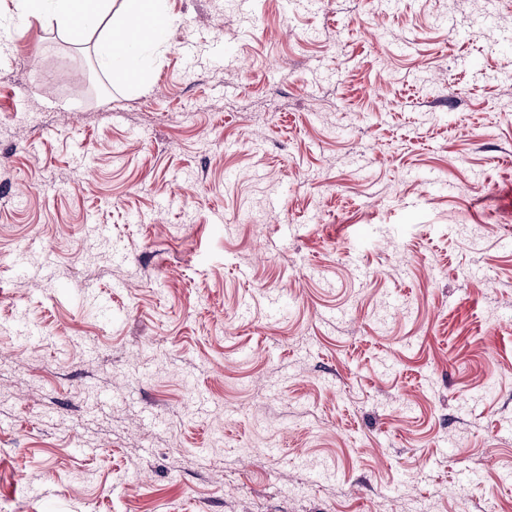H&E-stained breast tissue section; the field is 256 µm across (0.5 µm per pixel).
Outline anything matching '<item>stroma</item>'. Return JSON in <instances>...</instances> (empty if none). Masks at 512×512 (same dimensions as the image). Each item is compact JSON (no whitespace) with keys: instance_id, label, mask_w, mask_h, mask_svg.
I'll list each match as a JSON object with an SVG mask.
<instances>
[{"instance_id":"stroma-1","label":"stroma","mask_w":512,"mask_h":512,"mask_svg":"<svg viewBox=\"0 0 512 512\" xmlns=\"http://www.w3.org/2000/svg\"><path fill=\"white\" fill-rule=\"evenodd\" d=\"M0 49V512H512V0H167ZM166 2V0H124L126 4L124 17L112 21V0H17L16 18L25 24L30 19H43L50 16L59 28L71 30L77 20V26H80L82 21L84 26H90L102 22L110 15L109 32L98 45V58L103 65L111 67L117 60H121L125 65L123 72L132 75L145 66L142 47L145 44L164 40L167 36L166 27L154 30L150 38L139 42L135 46L136 55L129 52L120 54L117 51L121 42L120 36L129 28L130 20L138 16L143 15L132 22L125 41L120 47L121 50L126 45L138 41L151 29L161 25L158 19L148 16L163 15Z\"/></svg>"}]
</instances>
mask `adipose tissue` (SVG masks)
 Here are the masks:
<instances>
[{"mask_svg":"<svg viewBox=\"0 0 512 512\" xmlns=\"http://www.w3.org/2000/svg\"><path fill=\"white\" fill-rule=\"evenodd\" d=\"M125 15L111 20L112 0H16L18 22L32 19L52 18L61 29H71L76 21L93 25L109 21L107 36L98 45V58L103 65L112 66L123 62L126 74H135L144 67L140 55L119 53L120 37L126 32L132 18L138 16H160L166 9V0H124Z\"/></svg>","mask_w":512,"mask_h":512,"instance_id":"1","label":"adipose tissue"}]
</instances>
